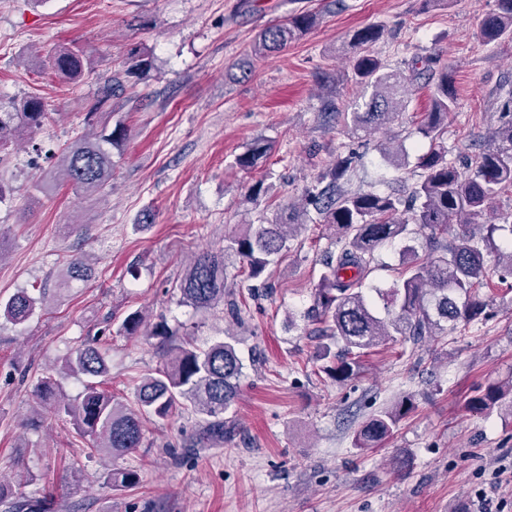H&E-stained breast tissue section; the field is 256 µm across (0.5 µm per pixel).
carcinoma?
<instances>
[{
	"label": "carcinoma",
	"instance_id": "cac0c4a2",
	"mask_svg": "<svg viewBox=\"0 0 512 512\" xmlns=\"http://www.w3.org/2000/svg\"><path fill=\"white\" fill-rule=\"evenodd\" d=\"M497 11L481 24V34L490 43L512 37V0H497ZM318 21L315 13H300L286 23L265 27L252 44V53L264 56L285 48L311 30ZM382 36L374 25L358 28L350 34L342 51L351 58L352 81L361 88L362 102L347 113L350 132L360 138L384 129L407 110L410 87L422 75L435 80L430 110L417 128L429 142V150L418 156L420 179L411 190L418 202L409 211L401 209L402 200L392 193H351L341 189L339 181L347 176L352 156L341 158L320 175L325 186L314 194L317 213L323 223L338 231L336 254L324 263L307 317L318 324L322 343L317 360L322 369L337 381L354 375L361 357L368 350L396 336L417 343L446 329L462 333L485 317L487 300L480 290L488 286L485 255L496 253L505 272L512 273V240L500 246L495 234L512 225L496 224L491 217L494 200L512 188V119L492 133L493 146L472 160L468 171L448 162V113L456 107V95L448 78V67L438 75L431 66L409 74L388 70L371 51ZM129 77H138L152 67L150 53L135 48L130 53ZM83 50L71 48L48 53L41 66L61 78L76 81L83 72ZM121 81L109 78L88 105L87 118L94 121L101 112L112 111V97ZM51 119L43 99L28 96L18 106L0 105V152L11 142L19 128L39 129ZM126 136V129L104 125L92 140L80 139L59 158L60 176L78 188L97 189L112 179V145ZM272 150V141L254 140L234 164L242 170L257 167ZM384 160L396 169L406 165L407 153L402 145L381 148ZM300 211L293 204L281 208L270 224H246L244 229L225 238L220 251H200L190 259L186 272L174 290L178 303L197 312L207 313L222 304L239 310L227 282V259L238 258L247 277L260 279L271 266L277 265L290 251L293 228L301 225ZM458 224L461 234L449 242L442 238L448 225ZM429 231L426 254L414 246L401 253L403 266L397 279L387 289H375L377 297L366 291V280L373 271L374 254L385 242L410 239L415 228ZM92 268L82 256L72 257L63 266L62 284L85 282ZM383 302L378 310L376 300ZM38 299L19 290L0 297V319L17 325L35 315ZM399 308L397 315L391 310ZM122 336L156 338L163 347L161 364L141 377L135 401L100 388L98 379L109 374L106 357L99 348L85 343L76 348L63 363L71 375L86 376L90 381L78 399L58 398V382L42 377L35 385L36 395L49 404L55 414L73 418L76 434L89 439V453H106L114 457L135 453L144 442V423L150 418L166 420L188 412L200 424L197 441L202 444L224 443V415L239 397V379L243 360L239 339L229 336L203 345L188 333H180L159 321L152 323L142 310L128 313L118 324ZM512 392V382L491 385L485 393L472 398L471 410L483 412L494 408L505 393ZM414 408L407 395L393 406L366 419L355 435L359 448H375L392 436L402 418ZM118 488H132L139 483L135 469H123L107 476Z\"/></svg>",
	"mask_w": 512,
	"mask_h": 512
}]
</instances>
